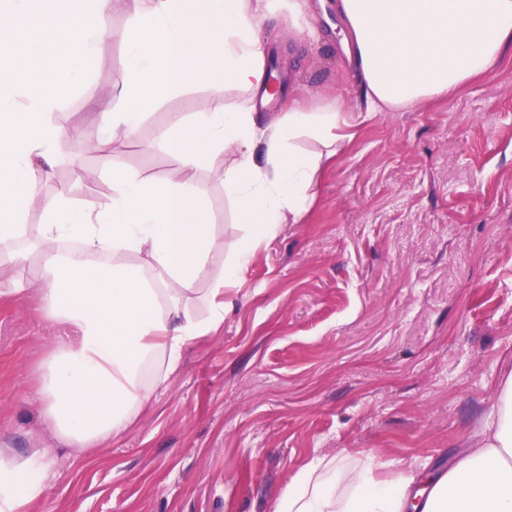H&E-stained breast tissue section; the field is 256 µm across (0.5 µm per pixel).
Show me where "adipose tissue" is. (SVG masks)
Masks as SVG:
<instances>
[{"instance_id":"obj_1","label":"adipose tissue","mask_w":512,"mask_h":512,"mask_svg":"<svg viewBox=\"0 0 512 512\" xmlns=\"http://www.w3.org/2000/svg\"><path fill=\"white\" fill-rule=\"evenodd\" d=\"M84 7L89 22L73 12ZM129 24L109 29L114 7ZM292 21L310 0H0V269L15 275L0 298L35 285L43 316L59 334L40 379L41 414L66 448H99L127 426L184 348L224 322V294L255 248L280 225L294 224L311 199L316 175L335 161L349 123L339 110L292 102L261 120L252 107H228L234 87L267 91L266 25L280 11ZM344 50L371 112L409 109L448 96L490 74L512 46V0H337ZM27 69L17 78V37ZM57 38L60 52L45 48ZM124 44L127 60L113 84L119 108L98 115L84 138L52 118L63 85L89 74L103 37ZM203 80L202 111L172 115L146 142L175 164L161 179L121 168L112 195L76 204L68 188L39 187L57 164L56 147L107 156L137 138L147 111L170 93ZM314 144L311 152L298 143ZM232 152L231 165L213 168ZM224 186L250 235L225 245L199 177ZM39 204L42 222L27 237L24 219ZM231 259H224V252ZM34 268L33 281L23 273ZM484 442L428 486L413 476H375L371 464L340 454L316 457L282 496L277 512H512V375L486 420ZM48 473L34 457L0 455V512H28Z\"/></svg>"}]
</instances>
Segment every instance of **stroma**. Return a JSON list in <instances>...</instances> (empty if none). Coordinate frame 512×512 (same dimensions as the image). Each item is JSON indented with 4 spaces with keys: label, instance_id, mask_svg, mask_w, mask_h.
<instances>
[{
    "label": "stroma",
    "instance_id": "35a3bbf8",
    "mask_svg": "<svg viewBox=\"0 0 512 512\" xmlns=\"http://www.w3.org/2000/svg\"><path fill=\"white\" fill-rule=\"evenodd\" d=\"M322 2L311 29L268 22L279 93L257 112L311 99L354 114L353 137L300 221L241 271L223 326L185 348L111 443L61 448L46 432L37 389L58 331L34 295L0 300V452L48 472L29 512H276L317 456L423 475L479 446L512 373V48L451 96L363 112L334 0ZM125 62L103 37L56 121L95 138ZM207 98L201 81L168 95L106 159L62 142L42 193L104 202L113 168L164 176L174 159L142 140ZM79 169L98 177L75 182Z\"/></svg>",
    "mask_w": 512,
    "mask_h": 512
}]
</instances>
